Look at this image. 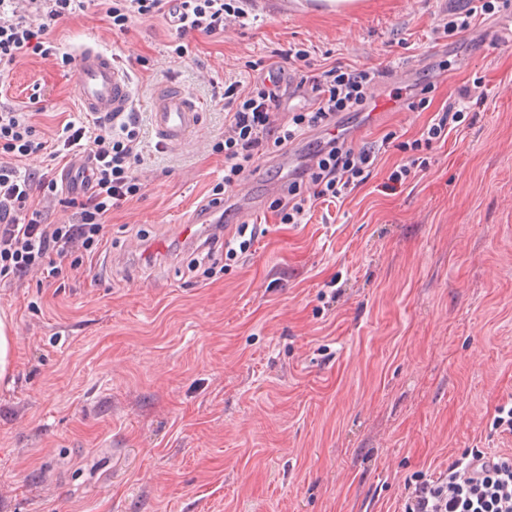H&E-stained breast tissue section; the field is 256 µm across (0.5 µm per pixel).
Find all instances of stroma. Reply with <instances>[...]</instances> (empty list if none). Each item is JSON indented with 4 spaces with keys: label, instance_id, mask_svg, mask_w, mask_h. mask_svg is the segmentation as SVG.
<instances>
[{
    "label": "stroma",
    "instance_id": "35a3bbf8",
    "mask_svg": "<svg viewBox=\"0 0 512 512\" xmlns=\"http://www.w3.org/2000/svg\"><path fill=\"white\" fill-rule=\"evenodd\" d=\"M460 3L245 0L244 17L190 36L183 58L162 17L121 33L95 4L59 22L61 52L94 43L122 57L148 141L162 84L204 113L193 138L154 153L100 256L0 284L16 352L0 384V512H397L415 475L512 448L492 427L512 399V46L491 38L512 8L435 40ZM293 45L315 68L402 72L372 87L368 111L340 116L349 141L390 146L302 224L279 223L267 185L287 182L321 133L261 162L226 221L265 235L216 276L190 273L181 229L203 222L224 174L210 84L251 81L247 61ZM426 82L427 110L396 101ZM473 82L485 103L389 189L403 144ZM1 102L31 113L43 141L86 119L75 67L52 58L17 63Z\"/></svg>",
    "mask_w": 512,
    "mask_h": 512
}]
</instances>
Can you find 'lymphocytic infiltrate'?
<instances>
[{
  "label": "lymphocytic infiltrate",
  "instance_id": "obj_1",
  "mask_svg": "<svg viewBox=\"0 0 512 512\" xmlns=\"http://www.w3.org/2000/svg\"><path fill=\"white\" fill-rule=\"evenodd\" d=\"M113 29L126 31L136 19L159 16L170 19L175 31L174 53L189 51L188 35L210 36L223 30L230 19L244 13L239 0H100ZM86 0H0V71L9 72L20 58L44 59L70 56L59 53L54 38L57 23L84 10ZM306 50L288 48L278 61H256L265 75L249 84L233 81L224 87V138L215 151L224 155V175L212 188L205 211L213 215L223 206L238 182L257 169L267 154L319 131L324 138L310 152L274 200L281 223H301L317 203H331L348 196L374 167L379 150L356 146L333 131L341 112H362L371 86L383 82L386 68H357L334 64L316 73L300 74L296 86L309 99L289 116H281L284 64L306 61ZM472 87L460 90L411 145L414 157L393 171V183H405L412 173L426 170L417 151L446 140L449 121L460 122L472 102ZM30 113L0 105V283H12L38 273L56 278L62 263L76 253L95 255L104 242L107 215L138 196L139 170L150 158L142 135V115L127 112L93 119L91 125L67 123L54 142L35 141ZM45 152L53 164L87 154L91 163L84 176L85 192L59 187L52 172L21 170L23 159ZM63 208L67 217L49 221L47 204ZM224 223L194 249L188 269L196 271L212 260L216 251L233 260L247 253L258 238L257 225L241 223L225 236ZM398 512H512V452L474 448L439 472L418 474L406 485Z\"/></svg>",
  "mask_w": 512,
  "mask_h": 512
}]
</instances>
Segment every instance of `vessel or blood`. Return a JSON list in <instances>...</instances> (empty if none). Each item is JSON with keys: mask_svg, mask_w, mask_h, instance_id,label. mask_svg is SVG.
Returning <instances> with one entry per match:
<instances>
[{"mask_svg": "<svg viewBox=\"0 0 512 512\" xmlns=\"http://www.w3.org/2000/svg\"><path fill=\"white\" fill-rule=\"evenodd\" d=\"M76 77L83 112L99 117L131 110L133 92L129 74L112 55L91 45L83 46L77 54ZM152 109L158 138L167 146L182 144L201 123V106L171 83L157 91Z\"/></svg>", "mask_w": 512, "mask_h": 512, "instance_id": "b4317fda", "label": "vessel or blood"}]
</instances>
